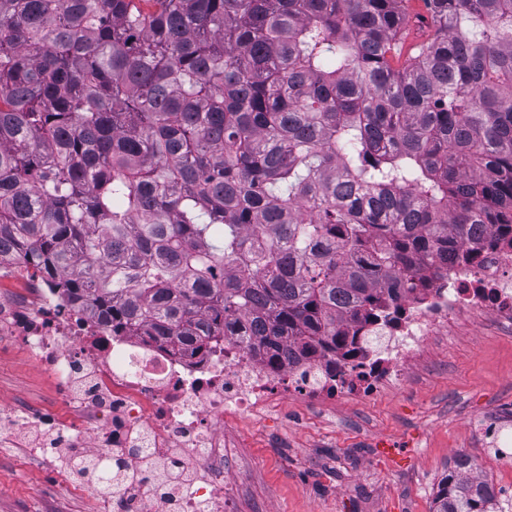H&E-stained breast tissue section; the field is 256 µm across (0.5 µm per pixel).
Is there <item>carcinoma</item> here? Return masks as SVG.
Wrapping results in <instances>:
<instances>
[{
    "instance_id": "obj_1",
    "label": "carcinoma",
    "mask_w": 512,
    "mask_h": 512,
    "mask_svg": "<svg viewBox=\"0 0 512 512\" xmlns=\"http://www.w3.org/2000/svg\"><path fill=\"white\" fill-rule=\"evenodd\" d=\"M406 2L0 0V248L191 351L356 345L512 227V0H424L395 69ZM475 469L433 512H496ZM408 12L409 34L405 40L401 56H398L393 60V65L395 67H400L403 64L406 58V53L411 46L427 39L431 34V30L425 25L421 27V23H419L417 19V16H428L427 9L423 0H408Z\"/></svg>"
}]
</instances>
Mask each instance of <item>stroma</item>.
<instances>
[{
    "label": "stroma",
    "instance_id": "obj_1",
    "mask_svg": "<svg viewBox=\"0 0 512 512\" xmlns=\"http://www.w3.org/2000/svg\"><path fill=\"white\" fill-rule=\"evenodd\" d=\"M53 387L21 347L0 345V396L33 403ZM512 423V335L488 320L437 336L414 374L371 400L323 411L299 401L239 421L224 467L230 512H432L456 457L473 458L494 486L512 465L488 456L479 428ZM93 493L65 497L29 448L0 452V512H99Z\"/></svg>",
    "mask_w": 512,
    "mask_h": 512
}]
</instances>
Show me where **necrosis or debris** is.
Segmentation results:
<instances>
[{
  "instance_id": "obj_1",
  "label": "necrosis or debris",
  "mask_w": 512,
  "mask_h": 512,
  "mask_svg": "<svg viewBox=\"0 0 512 512\" xmlns=\"http://www.w3.org/2000/svg\"><path fill=\"white\" fill-rule=\"evenodd\" d=\"M466 250L467 260L425 268L424 289L361 324L358 349L274 361L234 336L195 355L139 329L113 333L91 301L69 302L23 253L0 251V341L22 345L55 388L47 404L0 401V449L33 436L36 455L69 475L68 493L95 492L102 512H226L224 452L237 421L291 400L372 399L467 315L512 331V240L488 229ZM109 466L122 477L106 485L97 471Z\"/></svg>"
}]
</instances>
